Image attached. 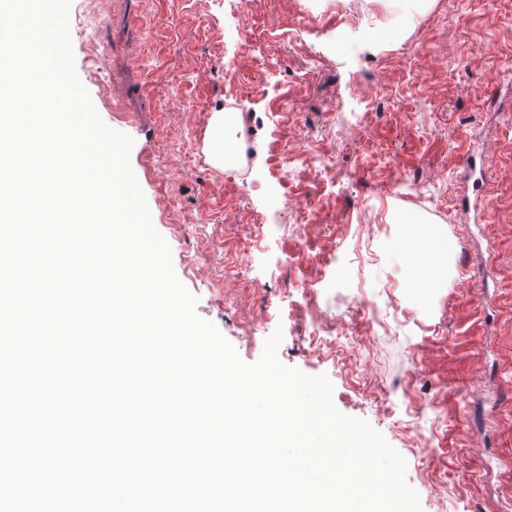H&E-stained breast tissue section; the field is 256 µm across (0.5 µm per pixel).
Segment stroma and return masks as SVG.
Masks as SVG:
<instances>
[{"instance_id": "stroma-1", "label": "stroma", "mask_w": 512, "mask_h": 512, "mask_svg": "<svg viewBox=\"0 0 512 512\" xmlns=\"http://www.w3.org/2000/svg\"><path fill=\"white\" fill-rule=\"evenodd\" d=\"M70 32L198 315L249 363L282 329L280 361L382 433L422 512H512V0H72Z\"/></svg>"}]
</instances>
